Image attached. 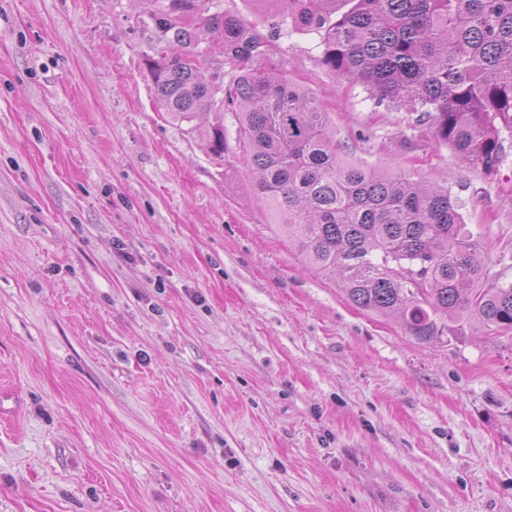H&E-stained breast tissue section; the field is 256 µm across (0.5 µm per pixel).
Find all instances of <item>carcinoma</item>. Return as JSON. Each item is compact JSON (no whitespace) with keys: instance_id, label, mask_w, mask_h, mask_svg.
<instances>
[{"instance_id":"1","label":"carcinoma","mask_w":512,"mask_h":512,"mask_svg":"<svg viewBox=\"0 0 512 512\" xmlns=\"http://www.w3.org/2000/svg\"><path fill=\"white\" fill-rule=\"evenodd\" d=\"M297 29L322 36L336 77L363 84L378 106L416 113L462 162L496 171L512 140V0H258ZM192 0H171L149 73L161 108L191 120L211 110V153L223 157L224 113L237 121L254 191L317 270L339 277L354 306L397 316L417 341L475 321L512 329V281L489 282L458 198L436 181L383 173L343 157L328 113L269 62L266 41L240 18L193 21ZM234 66L219 89L188 47L215 31Z\"/></svg>"}]
</instances>
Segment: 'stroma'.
<instances>
[{"instance_id":"1","label":"stroma","mask_w":512,"mask_h":512,"mask_svg":"<svg viewBox=\"0 0 512 512\" xmlns=\"http://www.w3.org/2000/svg\"><path fill=\"white\" fill-rule=\"evenodd\" d=\"M170 0H0V512H512V331L423 344L308 267L224 115L159 107ZM254 25L324 105L341 153L446 179L512 280V146L461 162Z\"/></svg>"}]
</instances>
